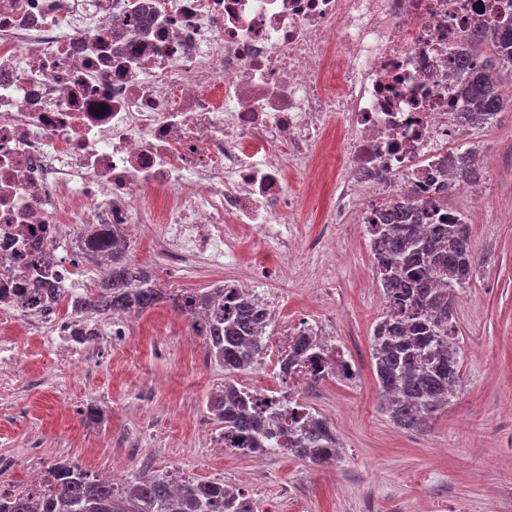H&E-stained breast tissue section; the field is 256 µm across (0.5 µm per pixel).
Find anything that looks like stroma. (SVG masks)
<instances>
[{
  "instance_id": "obj_1",
  "label": "stroma",
  "mask_w": 512,
  "mask_h": 512,
  "mask_svg": "<svg viewBox=\"0 0 512 512\" xmlns=\"http://www.w3.org/2000/svg\"><path fill=\"white\" fill-rule=\"evenodd\" d=\"M501 80L498 118L477 131L482 155L493 162L477 188L448 198L469 226L475 267L455 302L458 394L427 428L402 429L381 406L371 345L382 290L360 226L347 224L332 244L330 291L317 292L305 272L288 269L272 326L278 332L304 320L334 331L355 366L354 383L312 380L299 397L335 425L336 463L215 451L221 428L206 403L223 385L224 368L204 345H184L187 323L164 302L122 316L117 341L111 319H98L95 339L66 354L51 336L0 332V457L14 462L0 469V488L23 487L30 459L44 468L72 460L97 476L116 461L134 473L148 461L159 473L174 469L239 487L259 512H512V73ZM128 255L170 295L233 275L198 262L168 279L153 224L140 225ZM91 405L102 409L101 424L85 421ZM134 407L140 415H131ZM36 439L41 448L33 447Z\"/></svg>"
}]
</instances>
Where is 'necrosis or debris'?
Returning a JSON list of instances; mask_svg holds the SVG:
<instances>
[{
    "instance_id": "necrosis-or-debris-1",
    "label": "necrosis or debris",
    "mask_w": 512,
    "mask_h": 512,
    "mask_svg": "<svg viewBox=\"0 0 512 512\" xmlns=\"http://www.w3.org/2000/svg\"><path fill=\"white\" fill-rule=\"evenodd\" d=\"M512 0H0V329L82 315L46 298L88 266L83 224H157L170 271L256 252L306 255L340 224H378L409 193L448 216L451 167L477 151L462 94L468 38ZM341 126L322 237L293 231L291 180ZM298 327L266 337L280 389Z\"/></svg>"
}]
</instances>
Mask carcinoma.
I'll list each match as a JSON object with an SVG mask.
<instances>
[{
  "label": "carcinoma",
  "instance_id": "1",
  "mask_svg": "<svg viewBox=\"0 0 512 512\" xmlns=\"http://www.w3.org/2000/svg\"><path fill=\"white\" fill-rule=\"evenodd\" d=\"M471 110L493 118L503 103L498 73L512 71V20H491L490 31L469 37ZM483 177L478 160L468 153L456 173L460 186ZM84 245L93 254L106 252L112 269L97 288L75 298V306L93 322L98 318L144 312L167 300L151 271L135 264L121 246L119 230L109 224L86 225ZM376 235L379 282L387 307L376 324L372 359L384 410L403 429L420 430L456 396L460 354L454 342V304L458 290L472 276L474 264L469 225L430 223L426 204L411 197L395 200L387 223L371 225ZM184 316L207 315L198 327L204 345L224 365L229 380L210 397L208 408L224 424V433L248 448H264L273 437L252 413L254 397L233 380L262 356L264 323L249 294L238 288L186 291L172 299ZM331 355L314 332L297 338L284 366L309 365L315 372ZM270 419L288 418L289 454L314 465L338 460L336 427L326 418L295 407L284 411L263 406ZM177 474L139 477L118 491L80 464L59 461L47 470L39 498L13 492L0 498V512H257L252 499L215 481L190 478L174 484Z\"/></svg>",
  "mask_w": 512,
  "mask_h": 512
}]
</instances>
